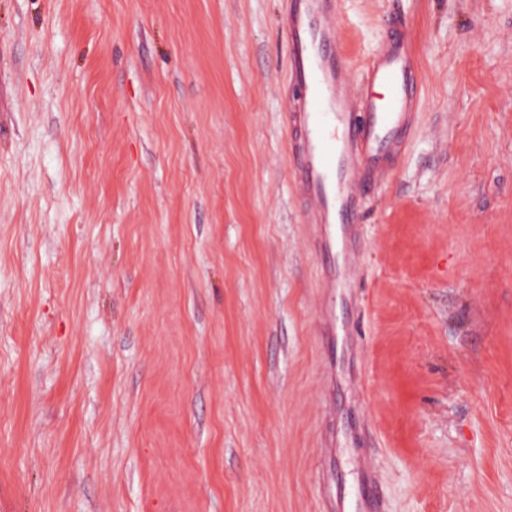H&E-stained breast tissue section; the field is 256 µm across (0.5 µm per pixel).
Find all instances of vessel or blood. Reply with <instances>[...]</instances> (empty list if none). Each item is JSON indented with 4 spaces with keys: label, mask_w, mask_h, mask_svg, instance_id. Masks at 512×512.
I'll use <instances>...</instances> for the list:
<instances>
[{
    "label": "vessel or blood",
    "mask_w": 512,
    "mask_h": 512,
    "mask_svg": "<svg viewBox=\"0 0 512 512\" xmlns=\"http://www.w3.org/2000/svg\"><path fill=\"white\" fill-rule=\"evenodd\" d=\"M338 0H288L286 34L290 80L304 91L290 100L294 188L306 223L315 225V250L326 290L319 307L322 335L337 331L336 291L355 285L363 201L402 153L419 101L418 62L411 27L391 22L385 42L366 64L361 91H351L336 26ZM376 463H366L354 486L359 512H385ZM319 480L328 512L344 501L334 459L323 449Z\"/></svg>",
    "instance_id": "b4317fda"
}]
</instances>
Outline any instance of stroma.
I'll use <instances>...</instances> for the list:
<instances>
[{
	"label": "stroma",
	"instance_id": "35a3bbf8",
	"mask_svg": "<svg viewBox=\"0 0 512 512\" xmlns=\"http://www.w3.org/2000/svg\"><path fill=\"white\" fill-rule=\"evenodd\" d=\"M287 0H0V512H512V0L393 14L421 98L317 331ZM319 480L322 486V499L327 509H336L344 501V494L336 489L334 459L329 448H324L320 460ZM337 510V509H336ZM377 472L376 462H369L363 466L354 486L357 508L360 510L357 512H386Z\"/></svg>",
	"mask_w": 512,
	"mask_h": 512
}]
</instances>
